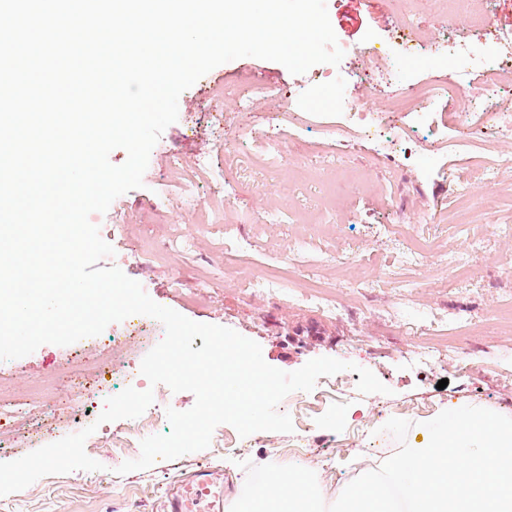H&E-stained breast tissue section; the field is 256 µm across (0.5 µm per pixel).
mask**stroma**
<instances>
[{
  "label": "stroma",
  "mask_w": 512,
  "mask_h": 512,
  "mask_svg": "<svg viewBox=\"0 0 512 512\" xmlns=\"http://www.w3.org/2000/svg\"><path fill=\"white\" fill-rule=\"evenodd\" d=\"M338 43L352 48L340 68L350 76L353 99L382 116L391 93L377 84L360 50L396 52L402 46L389 0H326ZM412 21L425 53L405 68L408 88L448 80V65L432 55L441 43H471V61L461 79L470 88L483 81L480 57L491 39L512 32V0H489L477 37L466 18L448 20L432 0H414ZM320 66L301 75L282 64L244 57L218 65L185 90L178 119L153 148L143 185L117 197L108 210L91 214L114 256L103 266L120 268L156 303L190 320L224 326L256 341L267 364L291 372L309 360L332 357L357 364V371L320 377L309 392L295 391L279 404L289 414L290 433L260 431L240 437L218 425L207 449L173 460H158L124 475L116 469L139 457L135 444L170 430L168 420L121 419L98 423L96 413L47 411V400L31 386L51 374L80 366L91 400L99 384L111 394L128 382L112 375L106 337L137 335L127 346L131 365L151 350V337L164 333L155 318L133 315L110 324L104 336L68 346L41 345L0 371V384L15 392L16 405L0 408V437L14 440L5 458L13 461L67 435L94 426L85 446L102 463L99 471L75 470L42 477L29 487L0 496V512H164L163 494L184 474L213 467L224 471V493L238 499L246 480L243 461L256 465L296 464L315 472L321 486L336 488L366 459L383 456L396 440L382 430L393 417L410 421L405 441L417 446L428 437L424 423L459 405L486 408L512 417V335L500 325V309L512 302V138L478 137L463 154L449 152L446 136L459 98H439L433 126L402 118L381 137L333 138L324 117L336 114V92L319 90L314 112L286 113L284 96L318 78ZM252 79L272 92L243 107L238 93ZM280 142L282 162L269 167L268 140ZM181 159L172 168L168 155ZM495 166L497 183L477 179L483 165ZM205 182L207 200L198 210L181 201L183 184ZM467 187L474 206L469 226L453 224L455 185ZM120 225L121 235L110 232ZM194 238L195 247L175 252L173 241ZM429 238L441 249L418 277L403 270L396 243ZM246 239L243 263L250 274L296 264V279L318 270L320 283L336 303L327 316L288 291L245 292L225 268L227 240ZM468 255L470 282L441 284L448 269L444 251ZM460 329L456 348L431 364H409L429 325ZM372 371L389 394H361L359 368ZM445 388H438L439 380Z\"/></svg>",
  "instance_id": "stroma-1"
}]
</instances>
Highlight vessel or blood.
<instances>
[{"mask_svg":"<svg viewBox=\"0 0 512 512\" xmlns=\"http://www.w3.org/2000/svg\"><path fill=\"white\" fill-rule=\"evenodd\" d=\"M224 473L199 469L179 480L167 499V512H227Z\"/></svg>","mask_w":512,"mask_h":512,"instance_id":"obj_1","label":"vessel or blood"}]
</instances>
